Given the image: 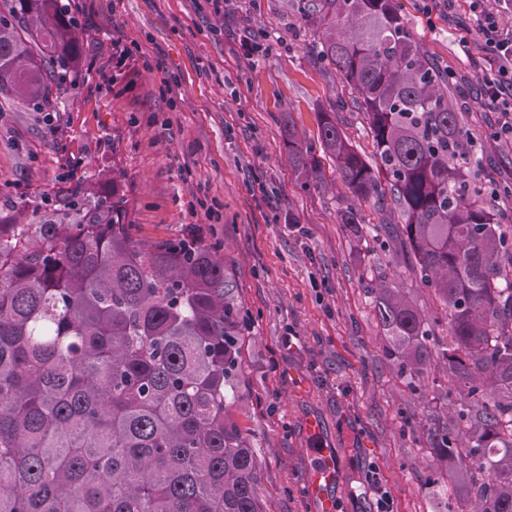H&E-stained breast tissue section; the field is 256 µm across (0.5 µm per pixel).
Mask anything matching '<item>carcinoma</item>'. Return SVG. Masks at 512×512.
I'll return each mask as SVG.
<instances>
[{"label":"carcinoma","instance_id":"1","mask_svg":"<svg viewBox=\"0 0 512 512\" xmlns=\"http://www.w3.org/2000/svg\"><path fill=\"white\" fill-rule=\"evenodd\" d=\"M318 57L358 95L374 162L337 113H317L321 157L284 119L305 189L321 158L357 202L392 203L390 238L445 311L457 424L427 430L445 496L512 512V225L465 170L471 137L448 77L399 0H305ZM63 0L0 9V94L38 112L82 78ZM35 230L0 229V512H265L260 464L235 409L244 319L218 247L133 236L124 199L68 197ZM364 237L358 207L337 212ZM384 350L407 386L435 361L425 311L369 272Z\"/></svg>","mask_w":512,"mask_h":512}]
</instances>
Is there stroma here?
I'll return each instance as SVG.
<instances>
[{
  "label": "stroma",
  "mask_w": 512,
  "mask_h": 512,
  "mask_svg": "<svg viewBox=\"0 0 512 512\" xmlns=\"http://www.w3.org/2000/svg\"><path fill=\"white\" fill-rule=\"evenodd\" d=\"M86 79L53 112L0 97V213L14 224L59 216L82 189L120 185L127 220L147 241L197 233L219 247L246 320L239 418L261 464L267 512H320L309 491L320 458L337 461L329 490L340 512H376L364 474L378 467L394 512H443L442 469L426 441L431 418L454 398L437 362L415 387L402 383L372 316L360 275L375 267L408 280L407 260L381 247L386 215L363 207L354 244L337 221L351 202L344 185L305 190L281 135L291 114L316 142V115L337 101L342 128L364 156L372 137L335 70L318 61L317 34L299 0H79ZM415 39L452 73L480 165L481 183L512 185V141L491 138L498 115L483 104L490 56L466 0H401ZM138 42L136 69L112 67L116 43ZM257 44L258 52L246 49ZM176 75L174 96L162 81ZM206 197L223 216L192 211ZM295 350L281 348L287 330Z\"/></svg>",
  "instance_id": "1"
}]
</instances>
